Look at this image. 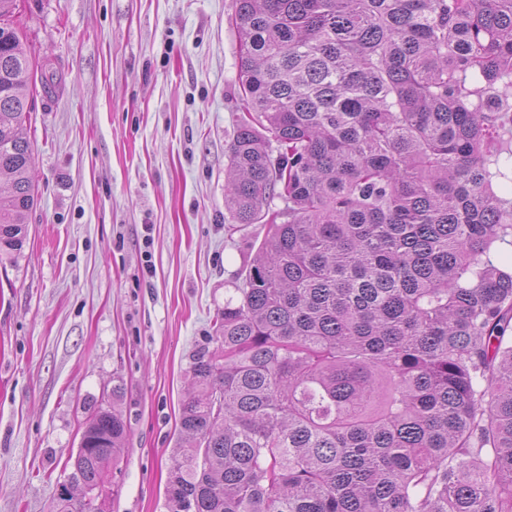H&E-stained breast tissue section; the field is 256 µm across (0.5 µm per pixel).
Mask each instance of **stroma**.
I'll return each instance as SVG.
<instances>
[{
	"label": "stroma",
	"instance_id": "1",
	"mask_svg": "<svg viewBox=\"0 0 512 512\" xmlns=\"http://www.w3.org/2000/svg\"><path fill=\"white\" fill-rule=\"evenodd\" d=\"M235 0H19L38 202L0 261V512H53L94 408L129 434L110 512H166L192 355L262 240L224 208Z\"/></svg>",
	"mask_w": 512,
	"mask_h": 512
}]
</instances>
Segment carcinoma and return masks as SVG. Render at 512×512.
Wrapping results in <instances>:
<instances>
[{"mask_svg":"<svg viewBox=\"0 0 512 512\" xmlns=\"http://www.w3.org/2000/svg\"><path fill=\"white\" fill-rule=\"evenodd\" d=\"M0 0V256L37 191ZM224 208L265 235L193 355L167 512H512V0H236ZM284 203L272 207L274 200ZM127 422L99 407L71 478Z\"/></svg>","mask_w":512,"mask_h":512,"instance_id":"obj_1","label":"carcinoma"}]
</instances>
